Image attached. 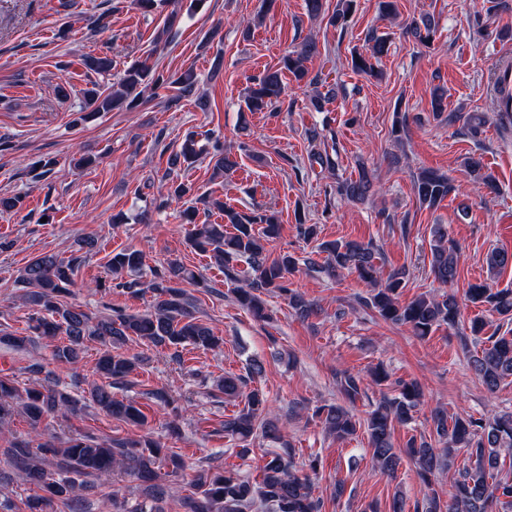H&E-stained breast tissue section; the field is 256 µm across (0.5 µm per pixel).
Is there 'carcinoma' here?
<instances>
[{
  "label": "carcinoma",
  "mask_w": 512,
  "mask_h": 512,
  "mask_svg": "<svg viewBox=\"0 0 512 512\" xmlns=\"http://www.w3.org/2000/svg\"><path fill=\"white\" fill-rule=\"evenodd\" d=\"M356 0H337L336 12L331 23L345 28L347 18ZM436 30L434 18L424 14L410 21L405 33L417 43L430 44ZM370 54H352V70L367 77H377L371 59L386 55L387 42L371 33ZM319 54L318 43L307 38L286 55L282 66L267 70L253 81L245 102L249 111L274 107L285 94L283 75H288L296 85L311 82L307 62ZM83 67L96 74L112 70V58L107 54H94L82 59ZM157 88L173 89L176 94L169 103L178 104L196 94V79L191 72L164 74L153 70L146 63L130 66L123 76L120 89L102 95L94 88L84 92V109L93 112H110L119 105L132 109L138 105L135 90L145 81ZM432 111L446 116L448 123L458 116L446 112L444 93L437 91L431 99ZM204 153L198 145L196 134H187L180 148L169 158V172L191 167ZM214 174L224 175L237 165L228 154L216 152L210 157ZM470 176L491 193L496 184L491 174L484 171L482 162L474 157L465 161ZM374 188V176L365 166L358 170V177L341 181L337 192L353 202L365 200ZM413 190L422 205L435 207L456 190L448 175L424 169L413 178ZM212 208L224 215L222 224H197L193 209L183 212L186 223L192 225L188 242L199 253H209L224 275L234 278L233 262L245 259L254 271V278L245 288L235 290L237 302L255 319L269 318L263 295L279 292L288 299V306L299 317L306 319L316 313L314 304L290 288L289 276L297 271L298 259L290 253L270 258L265 242L278 237L280 224L275 214L244 213L214 200ZM319 252L326 254L325 272L336 277L345 272L355 274L372 287L365 300L368 308L381 319L392 324L411 327L420 338L444 326L450 330H464L462 339L473 337L480 344L467 350L468 366L485 389L496 392L501 383L512 378V290L494 289L487 283L469 285L467 300L484 306L509 324L501 335L483 336L489 323L482 317L463 320L461 304L454 294H422L409 302H401L402 289L406 287L409 272L401 267L388 272L384 284H379L382 270L377 264V248L356 240L322 241ZM461 255L460 243L449 237L447 229L437 225L431 245V273L438 283L446 286L458 276ZM82 257L67 260L55 254H39L30 258L19 270L16 284L24 293L21 301L29 310L30 335L15 336L0 328V345L13 350H25L39 339L64 337V342L52 349V361L60 365L76 363L88 340H97L103 351L96 363V372L108 380L106 384H93L88 394L73 395L51 385L55 373L44 364H36L30 372L42 376L28 384H21L13 376L0 375V427L7 424L14 412H20L34 432L50 417L78 416L94 407L115 420L142 426L147 416L131 400L118 398L112 385L123 384L138 364V357L113 351L135 337L159 347H185L215 349L224 339L193 316L190 298L185 285L201 284L200 276L180 261L169 260L151 271L149 282L154 294L152 310L146 313H128L115 310L113 314L93 319L81 307L70 304L66 297L75 286L76 269ZM492 272L512 264V254L493 250L486 258ZM110 280L135 296V282L125 276L140 272L144 255L132 248L113 251L106 263ZM364 378L344 371L337 377L342 399L355 403L361 395ZM398 394L383 398L366 419L356 418L340 404H324L315 415L324 423L328 433L338 441L356 435L359 429L367 433L376 465L385 472H394L401 462V454L393 443L395 425L413 419L420 405L422 392L414 381L400 380ZM431 423L443 447L436 448L422 440H409L404 455L413 459L418 474L426 485L431 476L454 464L462 448L468 449L469 464L458 473L444 501L436 490L425 497L423 512H512V475L502 474L506 458L512 459V412L493 418H455L448 420V413L436 408L431 412ZM279 444L281 451L269 453L261 468L260 479L254 480L238 468L210 464L197 472L189 481V491L176 496L181 512H243L255 501H260L271 512H321V500L314 497L313 478L319 474L321 460L311 456L301 465L294 463V448L283 439L281 431L267 413V398L254 389L244 399L241 409L224 419V435L242 442L255 434ZM161 442L152 439L115 438L102 443L87 436H51L38 443L30 438L15 437L0 452L3 462L23 483L36 487V492L25 498L24 512H86L81 491L90 488L88 478L103 482L112 472L120 469L140 482L144 494L155 501L165 495L158 483V470L163 468L173 477L187 469L183 457L175 452H162Z\"/></svg>",
  "instance_id": "carcinoma-1"
}]
</instances>
